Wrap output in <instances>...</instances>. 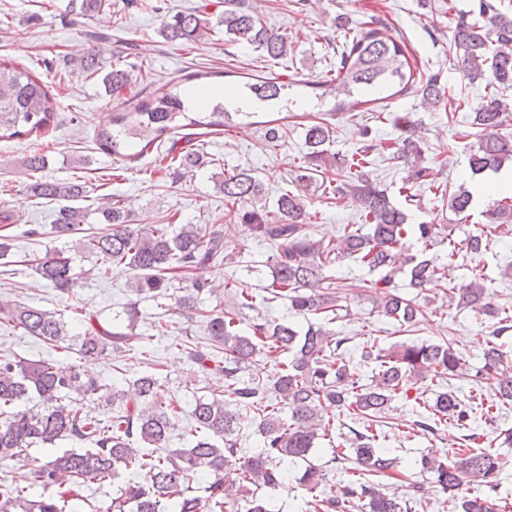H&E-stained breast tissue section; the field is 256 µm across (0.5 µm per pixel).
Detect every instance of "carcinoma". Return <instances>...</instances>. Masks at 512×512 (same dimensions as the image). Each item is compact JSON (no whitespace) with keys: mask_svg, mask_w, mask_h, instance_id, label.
Wrapping results in <instances>:
<instances>
[{"mask_svg":"<svg viewBox=\"0 0 512 512\" xmlns=\"http://www.w3.org/2000/svg\"><path fill=\"white\" fill-rule=\"evenodd\" d=\"M224 35L231 41L243 40L270 58L288 55V34L267 26L259 17L224 0ZM471 12L485 18L479 25L461 18L453 30V43L466 79L484 85V102L474 111L472 125L481 129L480 141L470 154L472 176L499 171L512 164V135L502 133L512 122V102L505 91L512 89V13L502 11L495 0H474ZM213 25L204 12H179L164 21L162 34L171 42L199 43L211 35ZM101 70L98 56L89 52L71 64V73L93 76ZM112 90L130 82V73L118 65L104 76ZM416 77L403 40L390 36L373 23L345 35L336 63V78L311 83L322 101L337 84L345 98L337 101L328 115L351 112L368 104L355 95L382 86H398L396 93L414 87ZM168 83L134 106L112 113L108 125L98 129L99 148L135 162L170 143L166 154L170 164L167 176L180 180L192 169L208 163L204 144L193 145L201 136L216 132L231 118V112L217 104L209 120L191 118L182 99ZM246 96L266 104L288 101L289 85L256 77L245 85ZM423 104L437 107L444 102L446 88L433 74L420 84ZM56 100L41 74L0 57V139L43 138L55 118ZM329 121L306 128L309 152L298 185L313 184L312 172L327 165L325 144L331 136ZM187 147H178L177 136ZM136 146L134 153L124 152ZM364 143L342 160L336 177H322L323 193L337 200L351 193L362 204L361 228L348 224L332 243L314 239L308 231L305 195L284 193L275 201V211L262 204V188L252 172L234 168L217 182V189L229 200L244 205L233 213V220L247 226L251 235L267 242L272 250L268 290L288 301V307L307 321V328L261 318L240 329L237 313L214 308H198L201 295H217L219 289L194 277L197 269L215 263H232L224 231L208 229L206 224H184L177 231L168 224L148 227L132 223L125 200L114 197L99 210L104 227L87 229L81 249L99 256L107 265H125L135 272L133 291L140 298L168 295L172 283H181L182 295L176 304L187 317L198 316L204 327L205 342L189 348L187 355L202 371L214 369L224 376V389L194 399V425L189 445L169 447L170 434L178 418L177 408L157 397L158 378L144 373L133 381L135 396L116 385L103 384L77 366L62 367L51 359L30 360L5 355L0 358V461H16L24 468L17 479L0 484V512H81L85 501L82 490L91 484L118 483L119 495L95 512H279L269 498L250 497V487L276 489L285 485L288 467H301L298 483L312 494L309 506L314 512H408L395 494L385 490L384 481L397 478L398 461L377 448L379 435L373 423L384 418L399 395L409 397L413 386L427 379L453 378L463 369L461 357L450 346L437 342L402 341L387 351L368 350L364 358L375 362L371 382L358 385L346 364L336 362V351L344 339L322 325L309 321L324 315L333 321L344 310L345 297L333 288L315 292L325 280L324 271L344 258H352L371 271L380 273L375 281L379 315L409 328L422 315L419 305L397 292L396 278L403 274L409 287L422 293L437 279L439 270L421 253L408 255L397 264L399 252L411 237L425 243L448 241V257L457 254V245L448 240L445 224H410L406 208L394 204L387 190L370 176V152ZM410 165L411 177L426 181L420 148L405 138L395 155ZM40 199L60 203L52 229L59 236L80 231L86 216L74 203L85 197L86 185L76 181L58 182L38 178L27 186ZM448 196V208L468 217L473 194L465 186ZM489 223L499 227L512 224V197L495 201L487 211ZM40 280L64 296H73L89 271L76 265L64 251L28 260ZM449 300L460 308L481 315L497 312L486 288L473 280L451 287ZM138 309L131 303L116 323L95 321L88 315L85 329L70 335L57 313L25 303L0 301V322L18 327L61 353L77 350L88 359L108 353L122 358L139 338ZM512 330V316L482 338L484 364L477 371L478 382L488 386L499 402H512V378L498 375L502 351L499 336ZM262 355L276 366L272 384L243 373L253 358ZM92 398L104 404L105 417L77 406V401ZM429 415L414 423L423 435H435L439 426L452 420L468 424L478 412L490 411L483 402L465 405L448 391H436L430 400L420 396ZM288 417L282 416V409ZM334 408L350 417L356 427L349 428L356 467L345 468L346 483L340 493L321 489L325 481L319 465L311 460L316 441L332 429L326 417ZM249 410L259 417L262 446L248 455L240 448L238 412ZM68 441L73 448L58 455L38 458L32 448H53ZM455 461L424 456L414 466L428 476L430 483L459 501L461 512H489L488 501L472 496L469 485L477 482L493 492L496 479L506 466L499 454L459 448ZM240 471V483L233 489L224 485V469ZM198 486H192V483ZM39 487L38 496L29 490ZM245 507H240V502Z\"/></svg>","mask_w":512,"mask_h":512,"instance_id":"cac0c4a2","label":"carcinoma"}]
</instances>
